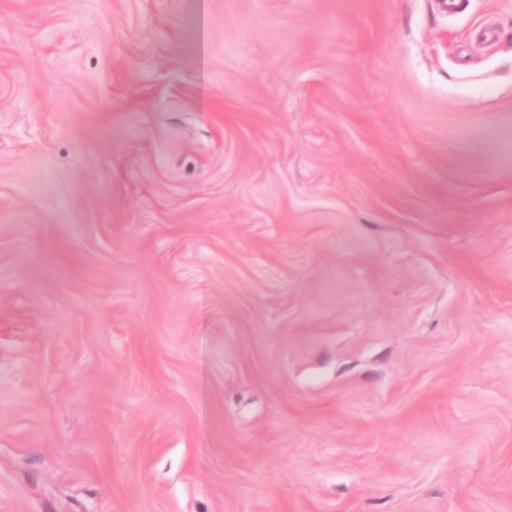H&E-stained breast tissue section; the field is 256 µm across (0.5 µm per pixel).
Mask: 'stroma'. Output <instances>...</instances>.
I'll list each match as a JSON object with an SVG mask.
<instances>
[{
    "instance_id": "35a3bbf8",
    "label": "stroma",
    "mask_w": 512,
    "mask_h": 512,
    "mask_svg": "<svg viewBox=\"0 0 512 512\" xmlns=\"http://www.w3.org/2000/svg\"><path fill=\"white\" fill-rule=\"evenodd\" d=\"M0 0V512H512V0Z\"/></svg>"
}]
</instances>
